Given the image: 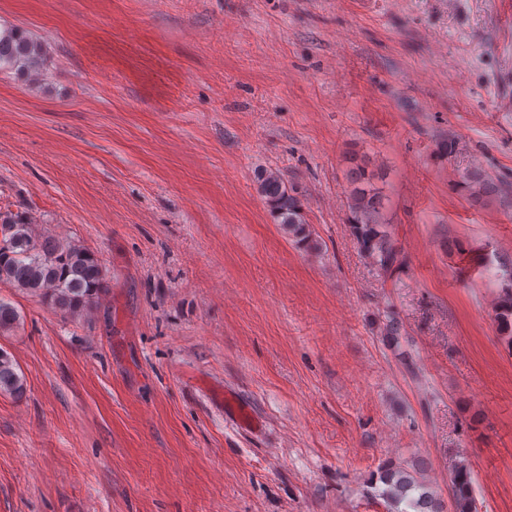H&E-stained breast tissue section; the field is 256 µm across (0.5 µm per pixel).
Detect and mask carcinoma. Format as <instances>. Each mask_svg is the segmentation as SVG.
I'll return each instance as SVG.
<instances>
[{
	"label": "carcinoma",
	"mask_w": 512,
	"mask_h": 512,
	"mask_svg": "<svg viewBox=\"0 0 512 512\" xmlns=\"http://www.w3.org/2000/svg\"><path fill=\"white\" fill-rule=\"evenodd\" d=\"M46 53L43 45L16 29L0 33V70L32 73L43 70ZM374 172L356 164L349 171L351 189V233L363 252L385 274L404 266V256L381 221L382 198L374 188ZM462 183L472 195L481 197L498 190L492 179L478 170L462 175ZM259 193L288 234L309 240L311 233L299 201L291 194L282 175L265 171L259 179ZM0 282L27 293L38 294L54 309L74 314L85 310L107 288L106 271L98 258L86 248L51 236L33 233L31 225L0 215ZM497 320L507 347L512 351V283L501 289L495 307ZM20 322V314L0 299V331ZM25 379L18 373L13 357L0 350V395L20 396ZM425 469L398 464L384 469L379 480L384 485L380 496L392 503L407 501L412 512H445L444 505L424 479ZM451 512H476L473 478L467 464L460 461L449 484Z\"/></svg>",
	"instance_id": "1"
}]
</instances>
